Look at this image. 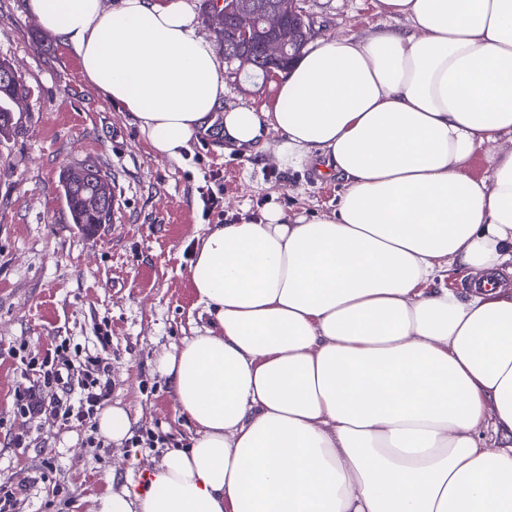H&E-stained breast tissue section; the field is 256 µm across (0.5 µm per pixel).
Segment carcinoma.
<instances>
[{
	"label": "carcinoma",
	"mask_w": 512,
	"mask_h": 512,
	"mask_svg": "<svg viewBox=\"0 0 512 512\" xmlns=\"http://www.w3.org/2000/svg\"><path fill=\"white\" fill-rule=\"evenodd\" d=\"M30 95L22 76L0 61V137L16 134L24 128L29 112L18 107ZM59 190L64 197L72 223L87 229L112 223V180L96 170H83L79 180L66 169L60 173Z\"/></svg>",
	"instance_id": "cac0c4a2"
}]
</instances>
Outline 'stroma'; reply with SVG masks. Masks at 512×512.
Segmentation results:
<instances>
[{
	"mask_svg": "<svg viewBox=\"0 0 512 512\" xmlns=\"http://www.w3.org/2000/svg\"><path fill=\"white\" fill-rule=\"evenodd\" d=\"M316 37H365L405 21L380 17L375 0H303ZM32 93L30 120L0 142V484L39 482L22 512H94L112 486L143 483L166 449L188 447L192 429L155 366L199 322L189 270L211 224L259 217L269 206L318 215L335 208L343 181L317 165L281 169L265 151H225L207 133L182 159L154 156L130 113L84 81L76 58L24 10L0 0V61ZM224 105L271 104V82L224 67ZM92 165L116 186L111 223L84 230L70 221L57 185L63 168ZM220 204L204 211L201 192ZM67 342L75 363L94 356L112 379L108 407L134 421L123 444L103 438L96 420L62 423L44 414L28 424L13 413L14 394L36 383L14 350L45 356ZM23 432V445L9 446Z\"/></svg>",
	"mask_w": 512,
	"mask_h": 512,
	"instance_id": "obj_1",
	"label": "stroma"
}]
</instances>
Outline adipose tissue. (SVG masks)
<instances>
[{
	"label": "adipose tissue",
	"mask_w": 512,
	"mask_h": 512,
	"mask_svg": "<svg viewBox=\"0 0 512 512\" xmlns=\"http://www.w3.org/2000/svg\"><path fill=\"white\" fill-rule=\"evenodd\" d=\"M376 7L411 32L319 39L258 111L225 107L188 0H24L156 156L217 126L346 181L333 211L206 229L204 322L156 361L196 435L98 512H512V0Z\"/></svg>",
	"instance_id": "1"
}]
</instances>
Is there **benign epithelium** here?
I'll return each instance as SVG.
<instances>
[{
    "mask_svg": "<svg viewBox=\"0 0 512 512\" xmlns=\"http://www.w3.org/2000/svg\"><path fill=\"white\" fill-rule=\"evenodd\" d=\"M208 17L215 22L218 41H224L226 23L237 22L234 50L227 52L236 71L257 65L263 59L265 75L284 68L311 37V30L288 27V20L303 17L298 0H272L261 9L251 0H209Z\"/></svg>",
    "mask_w": 512,
    "mask_h": 512,
    "instance_id": "1",
    "label": "benign epithelium"
}]
</instances>
